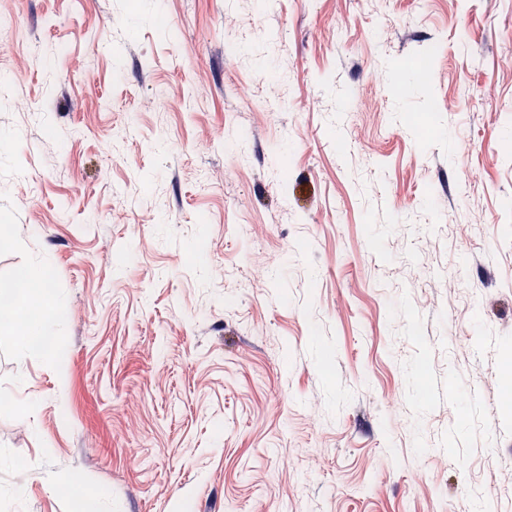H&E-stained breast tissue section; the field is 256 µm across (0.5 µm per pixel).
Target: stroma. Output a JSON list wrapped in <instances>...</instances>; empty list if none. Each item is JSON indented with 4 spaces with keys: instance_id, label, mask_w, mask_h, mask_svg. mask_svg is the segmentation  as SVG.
<instances>
[{
    "instance_id": "35a3bbf8",
    "label": "stroma",
    "mask_w": 512,
    "mask_h": 512,
    "mask_svg": "<svg viewBox=\"0 0 512 512\" xmlns=\"http://www.w3.org/2000/svg\"><path fill=\"white\" fill-rule=\"evenodd\" d=\"M0 17V512H512V0ZM4 290L11 292L12 311L6 317L0 313L1 333L18 336L33 344H46L52 336L54 323L62 315L61 302L53 296L45 299V310L37 315L30 308L32 289L26 278L23 288H13L1 282V296Z\"/></svg>"
}]
</instances>
